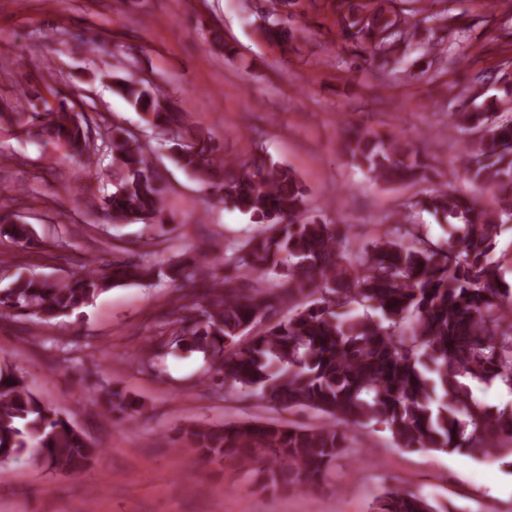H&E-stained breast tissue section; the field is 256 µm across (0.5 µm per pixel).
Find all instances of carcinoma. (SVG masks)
<instances>
[{
  "mask_svg": "<svg viewBox=\"0 0 512 512\" xmlns=\"http://www.w3.org/2000/svg\"><path fill=\"white\" fill-rule=\"evenodd\" d=\"M336 14L346 38L381 53L403 44L406 52L431 54L418 39L419 25L446 19L443 10L369 11L354 0H336ZM265 22L266 39L288 45L292 32L278 6ZM115 85L212 200L249 216L260 230L191 263L159 264L146 252L89 266L67 281L19 274L0 288V318L44 323L75 314L113 287L170 282L183 300L181 315L158 347L202 354L212 383L246 390L271 409L326 418L317 427L251 421L187 431L202 457L233 462L264 489L317 491L348 455L350 432L375 425L409 452L465 453L512 466V406L489 408L466 383L499 380L512 391V287L490 257L502 225L512 221V116L501 113L503 98L448 113V134L464 142L466 177L497 191L498 205L482 207L475 196L435 188L411 206L461 222L452 241H433L426 225L398 210L383 233L361 243L348 225L308 215L292 170L263 156L248 163L224 158L189 113L133 71ZM73 108L62 99L43 116L1 112L0 122L62 142L89 168L97 154L110 156V220L162 228L165 189L140 140L119 126L93 137L88 117ZM343 151L385 185L413 186L433 171L411 142L377 140L361 125L349 128ZM33 235V225L0 218V239L26 248ZM218 264L222 276L214 272ZM102 401L121 419L138 412L119 391L102 394ZM100 452L23 375L0 369V470L25 456L77 475ZM374 512L439 510L423 494L394 488Z\"/></svg>",
  "mask_w": 512,
  "mask_h": 512,
  "instance_id": "1",
  "label": "carcinoma"
}]
</instances>
